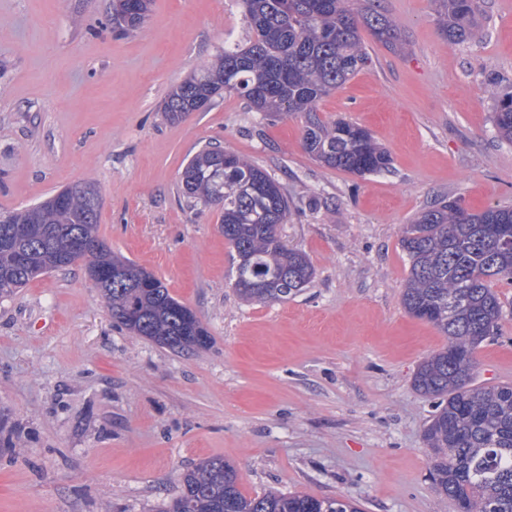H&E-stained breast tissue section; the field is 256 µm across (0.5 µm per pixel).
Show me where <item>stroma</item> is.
Masks as SVG:
<instances>
[{"instance_id": "obj_1", "label": "stroma", "mask_w": 512, "mask_h": 512, "mask_svg": "<svg viewBox=\"0 0 512 512\" xmlns=\"http://www.w3.org/2000/svg\"><path fill=\"white\" fill-rule=\"evenodd\" d=\"M388 49L324 97L325 122L369 129L390 171L357 176L303 146V114L234 94L169 122L170 91L245 40L238 0H151L135 31L112 0H0V215L77 180L103 196L98 235L153 272L207 327L176 354L112 321L81 267L0 298V512H164L181 474L221 457L243 493L353 500L361 512H455L430 473L436 406L414 375L447 337L409 315L402 230L441 198L512 206V142L492 121L512 92V0H484L465 42L433 0H376ZM218 145L268 172L290 201L279 234L315 274L283 302L231 285L221 212L187 203V160ZM473 386L512 384V309L475 352Z\"/></svg>"}]
</instances>
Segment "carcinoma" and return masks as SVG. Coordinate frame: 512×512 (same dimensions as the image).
Listing matches in <instances>:
<instances>
[{
  "label": "carcinoma",
  "mask_w": 512,
  "mask_h": 512,
  "mask_svg": "<svg viewBox=\"0 0 512 512\" xmlns=\"http://www.w3.org/2000/svg\"><path fill=\"white\" fill-rule=\"evenodd\" d=\"M251 29L243 45L224 50L218 62L196 72L167 96L163 112L178 122L197 102L221 93L244 97L257 112L306 114L305 149L321 163L365 176L389 169L388 153L365 128L345 120L328 125L318 102L369 64L360 28L395 47L394 22L351 0H240ZM482 0H435L442 35L469 39ZM141 0H112V22L130 31L147 17ZM493 123L512 142V94L496 100ZM183 197L221 210L224 239L237 257L234 288L245 300L288 299L312 281L308 258L288 249L278 227L288 221V195L265 170L240 155L207 146L181 174ZM102 201L64 189L0 223V297L39 276L74 264L75 240L99 244L87 278L104 297L112 320L130 333L172 352L205 348L207 328L175 299L156 276L112 253L97 235ZM512 208L470 212L441 199L406 225L401 246L409 258L403 292L408 314L448 336V346L425 359L413 386L437 399V412L423 438L433 452L436 490L459 512H512V385L470 386L475 350L497 334L505 301L496 282L512 285ZM165 512H359L349 500L268 490L247 496L235 467L220 457L183 473L179 494Z\"/></svg>",
  "instance_id": "cac0c4a2"
}]
</instances>
